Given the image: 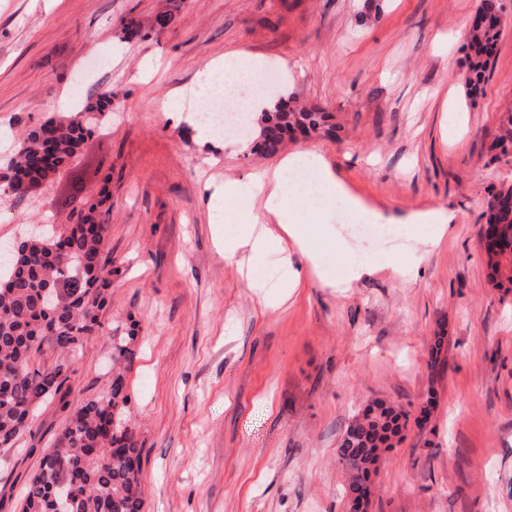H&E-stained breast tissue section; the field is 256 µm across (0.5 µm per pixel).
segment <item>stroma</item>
Here are the masks:
<instances>
[{
  "label": "stroma",
  "instance_id": "stroma-1",
  "mask_svg": "<svg viewBox=\"0 0 512 512\" xmlns=\"http://www.w3.org/2000/svg\"><path fill=\"white\" fill-rule=\"evenodd\" d=\"M479 2L384 0L363 23L361 0H181L163 31L128 37V19L147 24L168 0H0V129L112 89L74 162L22 201L0 197V245L75 223L107 190L114 329L70 357L64 398L0 452V512H19L69 405L119 372L144 512H347L336 449L376 401L410 420L372 477L369 512H512V288L490 281L479 238L492 193L512 184V152L493 146L512 112V25L470 92L464 35ZM236 50L279 71L268 97L331 113L339 138L301 136L270 156L202 139L174 94ZM305 149L384 216L442 213L446 239L429 225L363 238L327 207L369 272L336 290L306 279L266 307L224 255V184L249 187V172ZM391 250L416 274L380 267Z\"/></svg>",
  "mask_w": 512,
  "mask_h": 512
}]
</instances>
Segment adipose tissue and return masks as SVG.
Returning <instances> with one entry per match:
<instances>
[{"label": "adipose tissue", "instance_id": "1", "mask_svg": "<svg viewBox=\"0 0 512 512\" xmlns=\"http://www.w3.org/2000/svg\"><path fill=\"white\" fill-rule=\"evenodd\" d=\"M305 162L318 165L320 183L326 197L347 199L348 194L342 182L328 166L321 164L318 155L312 151L286 156L277 169L259 172L254 176L269 200L287 198L288 208L295 214L294 219L288 223L259 221L254 205L238 204L233 184L228 182L224 185V201L237 227L236 234L224 239L225 254L232 256L244 249L255 258L277 256L283 269L278 288L284 297L293 295L304 281L301 268L296 267L292 261L296 253L307 259L313 273L325 288L350 287L352 282L368 271L360 254L349 250L345 240L337 235L334 225L325 223L320 210L307 197L295 192L285 193L286 173ZM338 253L345 254L348 260V274L342 281L336 280L328 270L331 256Z\"/></svg>", "mask_w": 512, "mask_h": 512}]
</instances>
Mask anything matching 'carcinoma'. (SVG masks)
Instances as JSON below:
<instances>
[{"label":"carcinoma","instance_id":"obj_1","mask_svg":"<svg viewBox=\"0 0 512 512\" xmlns=\"http://www.w3.org/2000/svg\"><path fill=\"white\" fill-rule=\"evenodd\" d=\"M497 0H480L468 29L466 85L475 91L486 81L502 27L494 19ZM112 106V88L101 89L95 103L66 119L50 118L21 133L13 156L0 174V195L24 198L20 184L41 174L51 164L60 169L78 154L85 138L97 127L99 116ZM319 133L336 137L329 113L318 107L280 105L260 116L259 135L251 151L273 155L296 134ZM99 199L81 211L66 230L49 228L11 251L0 249V448L12 449L32 433L37 408L60 394L68 379L67 358L112 325L101 320L112 276V260L105 253L109 225L102 219ZM482 243L495 286L512 285V274L502 276V263L512 266V185L491 196ZM53 285L58 299L42 304L45 288ZM58 361L44 366L38 358L45 349ZM123 375L112 377L102 398L85 399L73 407L69 421L54 448L42 458L50 482L36 474L22 501V512H56L49 483L70 487L74 497L70 512H143L140 449L128 426H112L108 416L127 404ZM380 424L354 420L343 433L338 448L346 468L347 499L369 493L368 474L377 463L378 444L384 433L399 434L407 420L401 406L376 403Z\"/></svg>","mask_w":512,"mask_h":512}]
</instances>
